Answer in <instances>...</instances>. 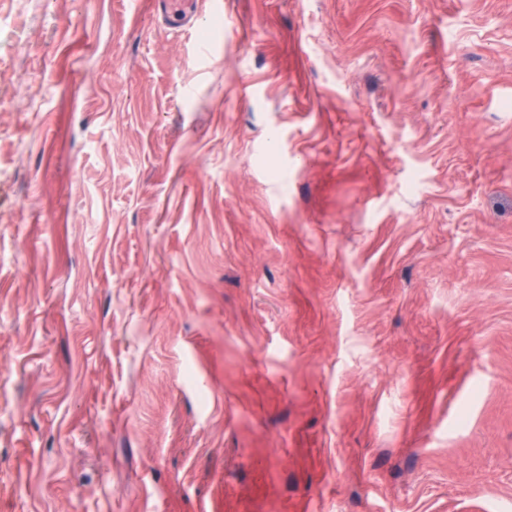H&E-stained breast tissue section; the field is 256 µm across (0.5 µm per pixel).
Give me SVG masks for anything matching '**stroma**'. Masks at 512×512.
I'll list each match as a JSON object with an SVG mask.
<instances>
[{"label":"stroma","instance_id":"35a3bbf8","mask_svg":"<svg viewBox=\"0 0 512 512\" xmlns=\"http://www.w3.org/2000/svg\"><path fill=\"white\" fill-rule=\"evenodd\" d=\"M0 512H512V0H0ZM154 11L167 21L183 25L202 13L198 0H156L151 2Z\"/></svg>","mask_w":512,"mask_h":512}]
</instances>
